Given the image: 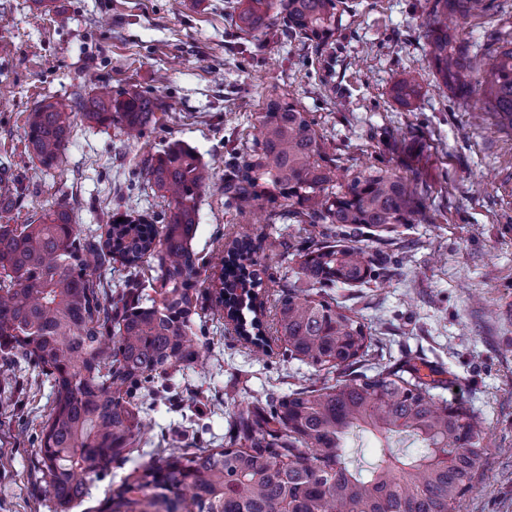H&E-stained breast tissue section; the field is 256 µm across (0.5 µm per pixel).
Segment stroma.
<instances>
[{"label": "stroma", "instance_id": "stroma-1", "mask_svg": "<svg viewBox=\"0 0 512 512\" xmlns=\"http://www.w3.org/2000/svg\"><path fill=\"white\" fill-rule=\"evenodd\" d=\"M429 8V0H344L333 42L318 47L279 25L239 37L225 0H0V166L22 188L12 208L0 209V224L30 223L60 203L89 235L116 213L164 215L166 201L128 189L132 169L180 143L212 165L217 188L225 160L251 141L267 98L298 102L342 170L389 169L416 185L430 223L364 230L375 277L332 295L367 326L374 362L435 367L439 398L482 417L491 453L460 512H512V318L498 312L512 299V131L436 84L423 51ZM510 30L512 0H492L463 36L487 44ZM406 77L420 86L408 107L392 94ZM94 79L157 97L158 125L130 140L75 121L62 168L45 169L25 149L28 113L42 99L64 102L89 91ZM216 188L198 202L192 241L208 261L206 277L228 234L244 227L262 240L259 261L296 284L284 246L324 241L325 225L299 231L276 220L279 205L265 201L239 214ZM201 340L206 367L172 377L178 406L140 397L152 424L145 444L90 480L88 497L71 512H97L157 451L222 446L235 404L262 406L270 394L319 379L282 342H273L271 356L256 357L220 318L205 321ZM52 400L51 379L32 362H20L12 382L0 386V512H57L37 464Z\"/></svg>", "mask_w": 512, "mask_h": 512}]
</instances>
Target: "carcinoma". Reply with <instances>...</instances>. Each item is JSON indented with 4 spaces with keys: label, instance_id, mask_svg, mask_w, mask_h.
<instances>
[{
    "label": "carcinoma",
    "instance_id": "1",
    "mask_svg": "<svg viewBox=\"0 0 512 512\" xmlns=\"http://www.w3.org/2000/svg\"><path fill=\"white\" fill-rule=\"evenodd\" d=\"M338 4L233 0L227 8L246 37L281 20L289 37L320 45L336 33ZM485 11V0H432L425 55L434 77L464 105L477 98L512 130V32L498 33L493 62L483 69L473 66L460 34V24ZM392 93L409 106L420 88L403 78ZM157 109L154 96L134 89L76 92L66 104L45 100L26 117V149L42 166L58 168L76 117L139 136L156 122ZM257 122L251 145L228 162L222 186L239 213L280 196L286 201L280 219L337 224L344 238L364 226L387 229L422 214L407 181L388 169L369 168L338 183L336 160L300 105L271 97ZM139 176L168 202L161 224L126 214L97 241L82 235L63 206L35 224H0V382L11 379L19 359L42 365L51 377L55 399L38 455L61 512L88 496L87 479L105 475L139 443L145 418L132 401L138 390L159 388L170 373L197 366L207 353L193 321L206 261L191 241L211 168L176 143L146 160ZM18 197L15 181L0 167V200L10 204ZM255 254L246 230L224 244L219 295L225 317L243 341L268 352V275L277 289V340L290 357L338 378L272 397L265 410L239 408L222 448L165 450L111 491L104 512H455L487 454L481 421L462 404L438 402L432 390L439 382L423 380L417 369L411 381L390 366L367 374L371 337L328 293L339 284L371 281L366 248L294 247L296 275L308 289L280 283ZM151 256L159 273L144 280L139 266ZM114 259L128 272L110 294L93 275ZM359 432L380 442L366 470L351 469L348 460L347 441ZM404 440L421 452L397 447Z\"/></svg>",
    "mask_w": 512,
    "mask_h": 512
}]
</instances>
